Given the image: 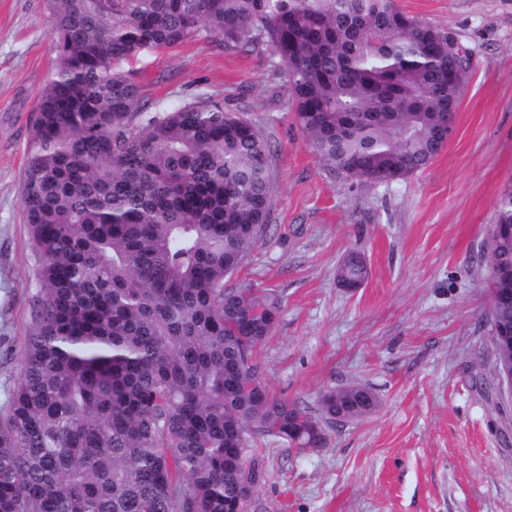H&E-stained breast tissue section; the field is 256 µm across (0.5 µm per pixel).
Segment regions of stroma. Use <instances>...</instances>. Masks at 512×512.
Wrapping results in <instances>:
<instances>
[{"mask_svg": "<svg viewBox=\"0 0 512 512\" xmlns=\"http://www.w3.org/2000/svg\"><path fill=\"white\" fill-rule=\"evenodd\" d=\"M397 4L453 33L472 70L447 147L389 185L324 168L269 52L198 40L129 65L158 106L219 94L270 145L274 221L237 275L280 302L258 353L269 390L313 411L323 390L354 381L380 398L374 413L331 426L319 451L262 442L261 512H512V406L497 397L481 260L512 178V0ZM54 57L44 0H0V413L35 291L20 191L29 115ZM354 249L368 277L348 290L336 269Z\"/></svg>", "mask_w": 512, "mask_h": 512, "instance_id": "obj_1", "label": "stroma"}]
</instances>
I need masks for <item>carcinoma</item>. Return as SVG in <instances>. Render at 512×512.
I'll use <instances>...</instances> for the list:
<instances>
[{"mask_svg":"<svg viewBox=\"0 0 512 512\" xmlns=\"http://www.w3.org/2000/svg\"><path fill=\"white\" fill-rule=\"evenodd\" d=\"M56 56L30 114L21 183L36 259L20 375L0 414V512H250L257 440L318 451L351 382L319 412L263 385L278 303L229 280L273 216L258 126L201 92L160 109L124 69L198 38L267 49L294 119L333 174L386 184L448 142L470 57L395 0H46ZM493 223L512 225V181ZM512 296V236L485 249ZM352 252L341 283L361 285Z\"/></svg>","mask_w":512,"mask_h":512,"instance_id":"1","label":"carcinoma"}]
</instances>
